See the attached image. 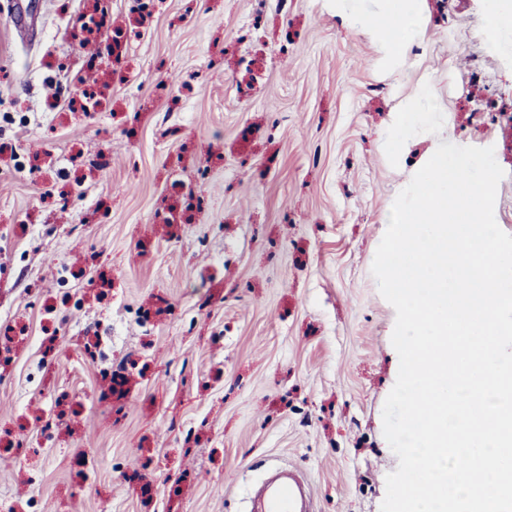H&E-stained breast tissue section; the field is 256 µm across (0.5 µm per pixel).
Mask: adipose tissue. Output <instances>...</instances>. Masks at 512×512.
<instances>
[{
	"mask_svg": "<svg viewBox=\"0 0 512 512\" xmlns=\"http://www.w3.org/2000/svg\"><path fill=\"white\" fill-rule=\"evenodd\" d=\"M344 19L351 28L373 36L385 56L400 62L407 60L409 48L419 40L426 27L420 0H385L379 13L354 8L346 10ZM426 95V90L422 89L407 101L403 118L390 135L393 146H401L409 131L431 129L434 106L427 101Z\"/></svg>",
	"mask_w": 512,
	"mask_h": 512,
	"instance_id": "1",
	"label": "adipose tissue"
}]
</instances>
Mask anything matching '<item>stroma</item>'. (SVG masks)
I'll list each match as a JSON object with an SVG mask.
<instances>
[{"instance_id":"35a3bbf8","label":"stroma","mask_w":512,"mask_h":512,"mask_svg":"<svg viewBox=\"0 0 512 512\" xmlns=\"http://www.w3.org/2000/svg\"><path fill=\"white\" fill-rule=\"evenodd\" d=\"M484 4L421 0L401 68L336 0H154L145 22L131 0H0V111L21 115L0 121V512H248L276 466L317 512H380L393 202L439 144L490 139L512 234V123L474 116L512 111ZM96 9L110 26L81 43ZM83 81L101 102L75 112ZM421 82L436 134L392 153Z\"/></svg>"}]
</instances>
